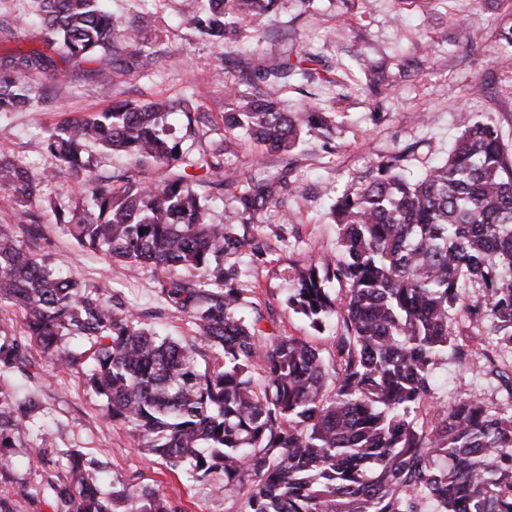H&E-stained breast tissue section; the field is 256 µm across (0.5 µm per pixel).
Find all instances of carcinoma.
I'll return each mask as SVG.
<instances>
[{
	"label": "carcinoma",
	"instance_id": "1",
	"mask_svg": "<svg viewBox=\"0 0 512 512\" xmlns=\"http://www.w3.org/2000/svg\"><path fill=\"white\" fill-rule=\"evenodd\" d=\"M49 42L71 59L113 50L124 21L103 0H37ZM189 25L217 43L231 20L275 12L279 0H204ZM498 58L512 66V25L498 32ZM362 62L367 89L389 85L382 64ZM51 61L40 52L0 59V114L31 105L42 87L29 81ZM263 83L335 82L288 59L261 61ZM179 109L186 130L208 127L191 100L146 104L121 100L47 132L55 170L34 173L0 150V200L22 208L23 221L0 225V303L19 306L31 341L63 371L83 355L65 336L91 342V390L107 416L173 470L207 477L218 492L241 491L243 512H512V412L499 415L479 397L434 407V366L462 354L453 330L462 314L512 349V154L487 117L464 129L448 158L412 175L408 144L370 165L332 205L340 250L332 259H301L286 305L320 332L336 320L331 359L308 341L264 328V311L243 297L237 258L267 247L259 216L294 189L284 170L247 174L224 168L241 145L237 133L268 152L288 155L305 133L336 149L331 113L317 106L286 112L260 89L224 113L227 136L191 155L163 122ZM121 153L165 169L162 180L118 173L109 184L90 175V148ZM84 176L86 203L59 211L76 243L101 249L132 269L163 273L158 292L197 335L162 336L122 299L62 276L29 242L40 237V212L27 203L43 182ZM205 186L208 195L197 188ZM230 201L224 224L207 221L208 203ZM345 288L338 297L334 285ZM477 286V297L467 288ZM205 346H200L199 342ZM512 399V375L480 352ZM32 363L15 341L0 339V370L31 378ZM39 407L0 391V467L10 464L21 419ZM433 409L430 420L418 421ZM41 439L31 455L56 512H184L181 505L131 480L104 493L97 462L67 451V470Z\"/></svg>",
	"mask_w": 512,
	"mask_h": 512
}]
</instances>
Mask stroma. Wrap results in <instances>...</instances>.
I'll list each match as a JSON object with an SVG mask.
<instances>
[{
    "instance_id": "35a3bbf8",
    "label": "stroma",
    "mask_w": 512,
    "mask_h": 512,
    "mask_svg": "<svg viewBox=\"0 0 512 512\" xmlns=\"http://www.w3.org/2000/svg\"><path fill=\"white\" fill-rule=\"evenodd\" d=\"M107 4L127 25L117 42L120 54L161 47L164 56L145 69H116L107 57L79 62L54 56L59 71L56 80H48L42 73L36 76L44 86L42 98L25 109L0 115V150H6L19 164L35 171L55 167L56 159L43 145L48 129L103 111L117 99L141 104L161 97L198 102L212 115L206 134L188 133L179 111L165 118L173 132L182 136L183 149L194 152L223 137L222 114L230 102L228 84L249 90L239 71L236 39L217 46L183 26V19L196 12L202 0H155L154 20L146 30L134 21L137 0H107ZM35 7L34 0H0V22H11L13 31L9 37L0 34V56L13 50L47 51L42 28L20 23ZM505 24L512 25V15L496 0H449L441 8L424 0L409 5L396 0H280L275 17L245 29L246 40L262 58L304 51L329 62L348 61L353 50L360 48L369 59L386 61L391 75L390 86L378 95L365 88L364 76L356 67L335 84L316 83L306 90L297 82L267 86V93L279 97L290 109L313 104L323 107L336 100L334 154L324 153L311 137L286 160L251 141L238 155L224 158L227 167L240 172L259 165L273 170L287 167L295 181V192L271 205L262 217L270 228L287 224L286 240H271L266 255L248 264L239 282L247 300L272 309L273 329L306 339L323 356L333 353L339 326L331 323L314 331L286 306L292 267L302 258L318 259L338 252V232L330 212L333 200L395 145L419 143L414 159L406 163L409 171L417 173L446 155L466 127L489 116L502 131L505 150L512 151V69L495 63L501 53L497 33ZM420 42L433 43V50L419 67L400 73L397 61L413 55ZM477 82L484 85L480 97L469 93ZM87 189L84 180L65 175L44 183L36 206L49 214L71 210L81 205ZM37 245L53 266L72 274L86 288L114 292L130 311L143 314L150 324L170 335H192L188 319L164 307L157 288L160 271L145 267L130 273L104 254L79 248L58 224H45ZM455 330L465 355L439 359L434 404L451 406L476 395L490 407H507L511 401L504 389L485 376L471 358L472 352L494 346V336L463 317L458 318ZM27 356L38 370V378L0 375L1 391L30 394L40 402L22 421L16 446L10 451L11 465L0 470V498L11 503L13 512H51L39 472L28 459L30 448L45 429L54 432L57 448L77 450L103 462L113 479L132 478L181 500L186 512H240V495L215 492L208 480L170 470L163 459L145 454L121 424L106 419L104 401L87 386L83 371L55 370L33 347Z\"/></svg>"
}]
</instances>
